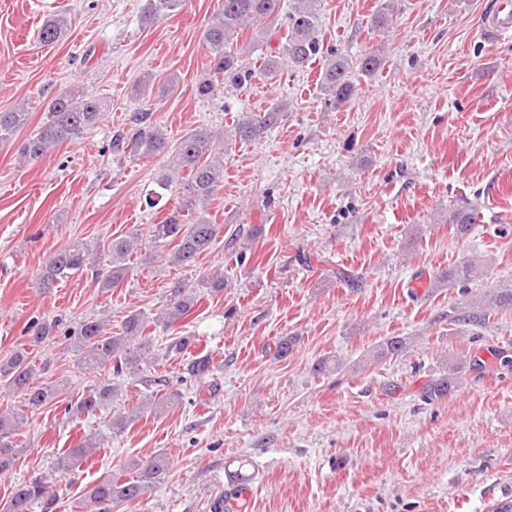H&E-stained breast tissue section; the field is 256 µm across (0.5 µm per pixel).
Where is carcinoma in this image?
<instances>
[{"instance_id": "1", "label": "carcinoma", "mask_w": 512, "mask_h": 512, "mask_svg": "<svg viewBox=\"0 0 512 512\" xmlns=\"http://www.w3.org/2000/svg\"><path fill=\"white\" fill-rule=\"evenodd\" d=\"M323 0H292L283 7L282 0H224L203 33V40L210 52V70L196 87L199 97L209 98L215 94L219 80H228L240 85L260 75L275 77L281 70L282 60L294 68H303L321 54L319 29L321 26L320 4ZM183 0H147L142 21L151 25L174 15ZM287 19L286 43L282 55H269L262 68L255 71L250 63L231 49L234 39L248 25L256 26L252 42L270 40L283 10ZM393 0H385L371 18V27H384L393 16ZM70 28L66 12L47 19L39 31L42 43L50 45L63 38ZM379 64L377 55L368 53L353 61L336 53L329 54L319 75L318 85L328 100L337 104L347 101L353 94L352 68L370 74ZM286 105L276 104L263 112H243L235 126V136L244 141H259L278 123ZM107 112V104L91 98L84 90L74 86L46 103L44 118L38 129L21 143L18 154L24 163L41 160L52 149L77 139L88 129L99 124ZM29 112L24 107L0 111V142H9L28 123ZM112 153L129 158L174 156L178 175H161L157 181L160 189L171 190L174 182H185L182 202L166 213L164 219L148 228L149 242L157 250L173 245L171 264L180 268H191L201 255L209 252L216 239L224 233V225L215 224L204 216V204L224 186L223 140L213 134L194 130L177 139L169 136L168 129L154 117V113L140 109L129 115L127 126L112 133ZM188 177H183V174ZM482 223L481 208L467 199H460L448 210V224L457 237L464 238ZM142 235L134 229L121 238H115L108 249L109 269L93 268L94 252L81 240L57 250L46 262L39 287H55L58 282L93 270L92 277L102 282V287H117L127 275L130 259L139 250ZM483 274L474 259L463 258L445 271L429 278L428 287L433 289L458 286L467 292L469 285ZM196 305V296L177 282L173 285L170 305L151 319L143 313H133L124 320L122 332L109 336L99 320H84L68 332L71 350L75 353L77 366L96 372L112 364L113 372L137 377L152 359L153 338L146 335V328L153 323L166 330L187 317ZM512 306V286L503 285L493 289L485 304H459L452 309L450 322L465 327L486 324L491 311ZM55 322H33L28 327L30 343L39 344L53 335ZM407 338L393 336L386 339L374 351V358L394 356L407 348ZM461 363H448V374L427 385L425 396L431 400L441 399L457 390L460 384ZM37 367L28 352L21 348L0 362V388L19 394L21 401L16 409L0 414V447L13 431L22 426L28 415L50 404H57L65 389L58 383L39 381ZM210 372V360L206 356L195 357L188 365L187 373L193 378H202ZM115 390L106 381L94 386L84 395L69 400L68 412L95 415L112 406ZM97 449V438L84 439L54 462L60 474L80 467ZM171 459L165 452H158L144 463H136L138 475L132 480H118L111 476L102 478L89 491L79 508L83 512H110V507L131 501L150 498L157 484L170 470ZM54 502L52 486L48 477L34 475L16 484L8 500L0 503V512H31L33 505L40 504L47 510Z\"/></svg>"}]
</instances>
